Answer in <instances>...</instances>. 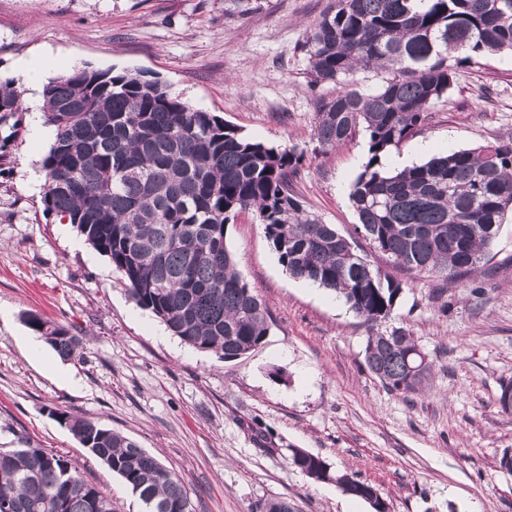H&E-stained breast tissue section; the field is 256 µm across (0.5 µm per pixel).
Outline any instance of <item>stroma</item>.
I'll use <instances>...</instances> for the list:
<instances>
[{"instance_id": "1", "label": "stroma", "mask_w": 512, "mask_h": 512, "mask_svg": "<svg viewBox=\"0 0 512 512\" xmlns=\"http://www.w3.org/2000/svg\"><path fill=\"white\" fill-rule=\"evenodd\" d=\"M330 0H0V78L44 54L46 78L73 67L136 70L249 137L302 152L294 181L306 210L347 237L358 222L352 185L368 156L358 133L333 150L313 137L317 101L298 46ZM0 175V448L21 438L63 454L111 497L142 512L54 409L86 416L136 441L184 481L196 512H259L272 498L299 512H373L335 482L294 467L292 449L371 483L390 512H512V415L497 397L512 379V220L470 277L408 279L379 331L407 330L431 364L413 394L387 390L364 365L369 327L334 296L293 279L254 212L239 213L226 245L271 315L264 343L232 361L197 351L141 309L109 259L68 220L45 214L30 172L51 143L32 127ZM512 137V56L458 71L431 109L420 143L432 155ZM69 327L79 360L30 347L25 313ZM282 370L274 379V370Z\"/></svg>"}]
</instances>
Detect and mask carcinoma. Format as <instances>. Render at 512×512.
Listing matches in <instances>:
<instances>
[{
    "mask_svg": "<svg viewBox=\"0 0 512 512\" xmlns=\"http://www.w3.org/2000/svg\"><path fill=\"white\" fill-rule=\"evenodd\" d=\"M300 51L310 83L333 84L314 126L335 149L359 131L368 159L350 200L368 241L391 269L306 211L293 190L303 154L256 141L213 112L194 108L138 71L78 67L43 88L54 130L41 161L44 211L69 220L108 257L136 304L182 342L224 360L269 334L268 308L243 280L225 243L227 225L253 211L288 274L334 293L365 323L387 318L403 289L391 270L425 278L468 277L512 214V138L450 151L396 173L382 158L417 135L457 71L486 54L512 53V0H331ZM359 71L381 78L354 83ZM25 126L14 79H0V166ZM25 323L60 357L82 356L83 339L27 313ZM364 360L390 391L416 392L431 364L403 329L373 331ZM80 444L116 474L143 512H195L181 478L125 435L53 410ZM0 448V512H114L112 499L62 456L24 441ZM291 464L330 475L374 512L389 506L374 487L301 449Z\"/></svg>",
    "mask_w": 512,
    "mask_h": 512,
    "instance_id": "obj_1",
    "label": "carcinoma"
}]
</instances>
